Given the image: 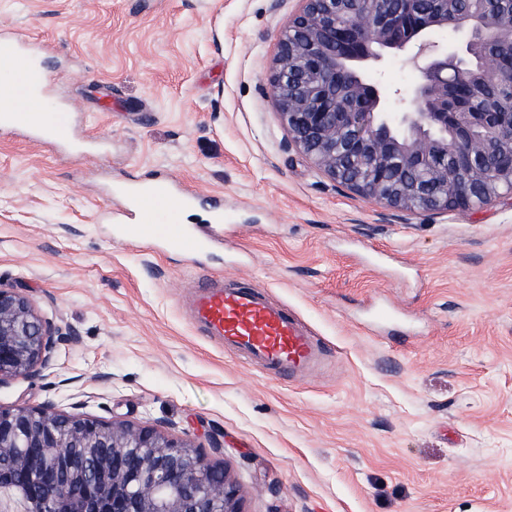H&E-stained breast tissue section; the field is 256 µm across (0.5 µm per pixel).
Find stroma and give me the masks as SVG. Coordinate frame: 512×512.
Returning <instances> with one entry per match:
<instances>
[{
    "label": "stroma",
    "instance_id": "obj_1",
    "mask_svg": "<svg viewBox=\"0 0 512 512\" xmlns=\"http://www.w3.org/2000/svg\"><path fill=\"white\" fill-rule=\"evenodd\" d=\"M301 7L0 0L86 146L0 134V283L66 336L0 408L189 442L243 512H512V200L399 211L289 147L270 76ZM166 176L224 201L201 262L112 237L119 186ZM215 273L288 304L325 363L278 382L201 336L183 300Z\"/></svg>",
    "mask_w": 512,
    "mask_h": 512
}]
</instances>
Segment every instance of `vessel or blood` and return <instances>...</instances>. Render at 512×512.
<instances>
[{
    "label": "vessel or blood",
    "mask_w": 512,
    "mask_h": 512,
    "mask_svg": "<svg viewBox=\"0 0 512 512\" xmlns=\"http://www.w3.org/2000/svg\"><path fill=\"white\" fill-rule=\"evenodd\" d=\"M40 57L31 38L8 29L0 31V92L19 89L24 93L21 105L0 109V128L73 146L70 118L61 116V104L44 92L47 74ZM123 195L125 208L114 219L126 225L132 236L163 238L192 259L211 248V232L177 222L178 216L198 200L182 184L171 179L130 184ZM186 312L191 325L203 336L278 380L305 378L324 355L319 339L287 305L254 287L225 285L219 276H207L192 289L186 297Z\"/></svg>",
    "instance_id": "b4317fda"
}]
</instances>
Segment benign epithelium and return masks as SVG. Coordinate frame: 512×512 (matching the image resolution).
<instances>
[{
    "label": "benign epithelium",
    "mask_w": 512,
    "mask_h": 512,
    "mask_svg": "<svg viewBox=\"0 0 512 512\" xmlns=\"http://www.w3.org/2000/svg\"><path fill=\"white\" fill-rule=\"evenodd\" d=\"M279 38L270 83L289 146L338 183L411 212L446 213L512 199V0H303ZM343 22H337L338 17ZM452 28L462 46L426 32ZM419 74L387 111L350 60L390 52ZM507 85L503 111L475 108L471 80ZM451 152L455 162L432 161ZM55 327L26 296L0 285V384L49 364ZM29 453L16 454L19 439ZM56 448L96 459L82 489L59 490L65 461ZM187 442L128 422L67 416L46 406L0 409V512H242L239 489ZM28 472L38 494L4 495Z\"/></svg>",
    "instance_id": "obj_1"
}]
</instances>
